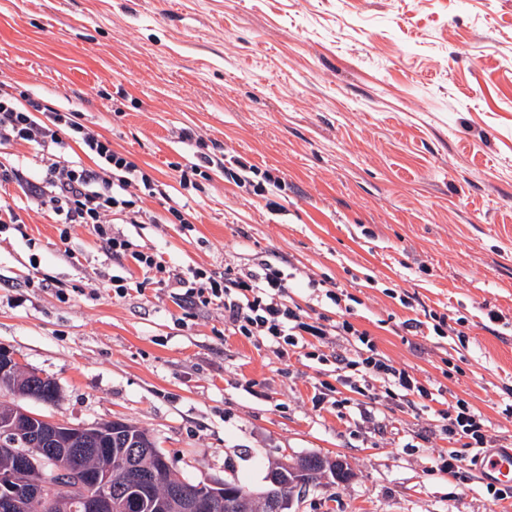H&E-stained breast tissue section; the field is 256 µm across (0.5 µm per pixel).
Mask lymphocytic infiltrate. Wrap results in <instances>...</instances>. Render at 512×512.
<instances>
[{
    "instance_id": "obj_1",
    "label": "lymphocytic infiltrate",
    "mask_w": 512,
    "mask_h": 512,
    "mask_svg": "<svg viewBox=\"0 0 512 512\" xmlns=\"http://www.w3.org/2000/svg\"><path fill=\"white\" fill-rule=\"evenodd\" d=\"M45 110V104L28 91L0 82V145L25 143L38 151L46 166V178L31 185L29 191L40 205L55 213L59 223L93 225L113 259L129 257L135 261L142 272L141 280L113 276L114 296L125 297L129 291L142 290L147 284L179 289V299L186 310L213 305L223 308L224 323L233 333L262 338L282 356L296 345L300 334L329 335L328 326L303 321L289 305L287 276L279 265L265 263L255 271L242 269L224 276L201 267L185 274L174 273L162 253L132 250L122 233L111 231V224L117 222L189 224L192 212L185 188L202 170L223 169L221 161L207 153L202 136L182 130L181 138L191 146L192 156L187 163L176 165V180L182 193L162 216L144 206L146 198L166 193L150 173L113 150L110 141L86 124L83 113L73 109L47 110L51 117L44 121L39 114ZM74 143L93 158V165L69 160L68 149ZM223 171L225 180L239 186L248 183L250 174L258 172L255 165L242 159L237 160L235 169ZM337 328L353 338L359 364L380 376L395 394L432 399V392L412 374L375 353L367 332L347 321L338 323ZM442 417L448 422L449 436L461 440L464 450L443 457L441 466L449 471L465 470V449L487 444L485 421L480 413L461 402L454 409L443 411Z\"/></svg>"
}]
</instances>
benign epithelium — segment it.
Returning <instances> with one entry per match:
<instances>
[{
	"mask_svg": "<svg viewBox=\"0 0 512 512\" xmlns=\"http://www.w3.org/2000/svg\"><path fill=\"white\" fill-rule=\"evenodd\" d=\"M19 364L8 352L0 350V387L11 386L18 375ZM28 415L23 408H16L9 418L0 422V454L15 457L14 468L0 472V512H27L29 504L38 502L45 512H70L69 500L56 494V488L65 481H75L79 474L68 467H56L52 454L77 456L97 442L101 430L73 426L57 420L40 418L41 430L28 437L27 447L16 448L11 434L17 431L19 420ZM68 437V447L57 448L60 436ZM266 481L273 489L267 502L269 512H290L295 493L310 484V480H298L284 487L279 484L276 469H271ZM103 492L83 499V512H114L112 481L104 475L100 482ZM207 488L220 489L222 493L214 501L224 505V512H250L252 495H241L229 490L222 481L209 480Z\"/></svg>",
	"mask_w": 512,
	"mask_h": 512,
	"instance_id": "1",
	"label": "benign epithelium"
}]
</instances>
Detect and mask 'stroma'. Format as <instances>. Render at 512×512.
<instances>
[{
	"label": "stroma",
	"mask_w": 512,
	"mask_h": 512,
	"mask_svg": "<svg viewBox=\"0 0 512 512\" xmlns=\"http://www.w3.org/2000/svg\"><path fill=\"white\" fill-rule=\"evenodd\" d=\"M0 81L81 111L158 182L187 158L184 128L282 177L274 211L216 172L192 194L193 231L118 230L180 271L281 262L304 317L348 318L512 448V0H0ZM0 198L24 224L0 230V348L59 389L28 410L125 419L178 477L256 494L276 464L344 460L351 479L322 477L295 512H512V487L496 499L439 468L461 444L418 397L354 370L315 405L351 337L309 335L282 358L223 310L186 316L174 289L114 297L107 280L134 260L113 262L89 224L61 239L16 185Z\"/></svg>",
	"instance_id": "obj_1"
}]
</instances>
